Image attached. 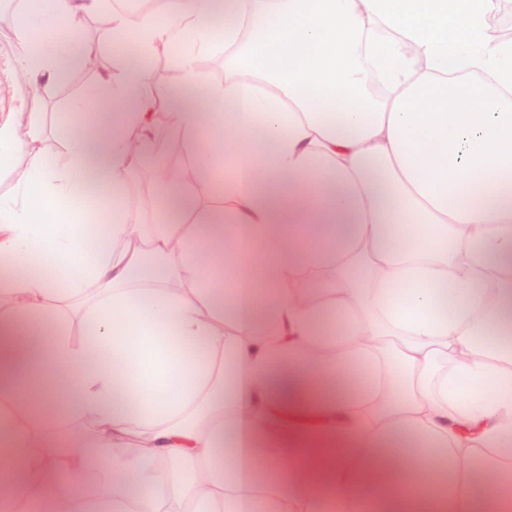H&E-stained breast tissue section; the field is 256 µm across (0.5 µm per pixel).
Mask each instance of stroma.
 Segmentation results:
<instances>
[{
  "instance_id": "35a3bbf8",
  "label": "stroma",
  "mask_w": 512,
  "mask_h": 512,
  "mask_svg": "<svg viewBox=\"0 0 512 512\" xmlns=\"http://www.w3.org/2000/svg\"><path fill=\"white\" fill-rule=\"evenodd\" d=\"M114 10L113 0H94L91 8L82 13L84 25L76 33L79 42L91 45L96 50L101 66L87 70L78 66L69 67L64 76L26 78L19 80L20 61L11 19L18 15L15 0H0V120L8 117H25L38 113L42 134L32 142L27 151L0 159V197L13 196L25 183L29 174L28 156L41 153L55 159L65 154L67 133L74 126L93 120L102 110L100 90L107 78L120 77L122 73V47L125 43L120 32L93 27L92 20L98 14ZM193 54L195 62H207L208 71L201 78L207 84L224 81V48L194 52L190 42L178 44V51L156 62L149 57L144 61L148 78L142 86L143 95L151 99L156 111L171 112L175 96L195 99L197 90L172 88L159 78V71H178L186 54ZM173 162H189L195 172L192 179L168 185L152 182L149 168L129 175L125 196L128 202H136L146 192L158 200V206L150 219L154 222H169L176 215L189 220H198L204 213H224V161L207 155L201 146L185 144L176 146L169 156Z\"/></svg>"
}]
</instances>
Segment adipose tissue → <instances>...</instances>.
Here are the masks:
<instances>
[{
  "label": "adipose tissue",
  "mask_w": 512,
  "mask_h": 512,
  "mask_svg": "<svg viewBox=\"0 0 512 512\" xmlns=\"http://www.w3.org/2000/svg\"><path fill=\"white\" fill-rule=\"evenodd\" d=\"M40 8L52 27L12 22L21 62L58 77L92 53L72 39L85 5ZM493 9L172 0L114 18L135 49L105 111L0 199V512L47 495L54 512H488L479 463L512 512V42ZM185 36L224 46L223 83L172 116L187 143L230 124L225 217L136 225L141 61ZM40 131L34 112L0 123V158ZM87 415L79 446L52 445Z\"/></svg>",
  "instance_id": "obj_1"
}]
</instances>
